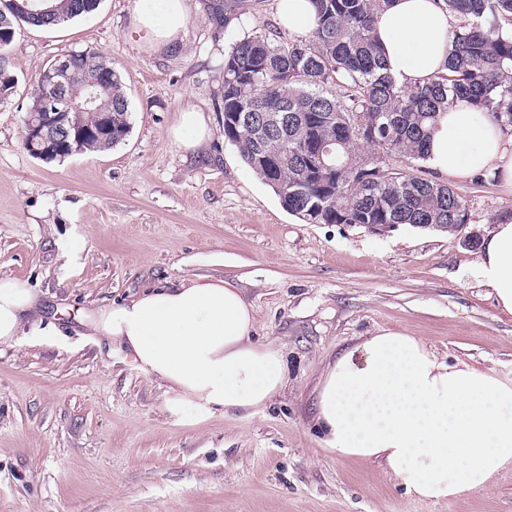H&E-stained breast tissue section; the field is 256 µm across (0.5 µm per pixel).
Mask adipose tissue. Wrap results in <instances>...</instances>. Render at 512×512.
<instances>
[{
  "mask_svg": "<svg viewBox=\"0 0 512 512\" xmlns=\"http://www.w3.org/2000/svg\"><path fill=\"white\" fill-rule=\"evenodd\" d=\"M280 24L296 37L315 27L312 0H276ZM189 16L186 0H164L162 16L138 9L134 30L174 45ZM452 19L439 0H391L376 28L386 67L400 84L423 85L446 71ZM426 163L453 177L482 174L512 188V129L467 103L440 113ZM477 267L499 311L512 315V213L483 239ZM93 333L156 380L170 408L190 403L253 413L281 394L283 350L251 338L254 311L231 281L198 276L158 285L89 316ZM39 326L27 283L0 277V345L22 337L52 342ZM325 448L378 463L406 495L448 500L491 486L512 468V382L489 370L451 364L422 338L394 331L365 337L331 362L316 393Z\"/></svg>",
  "mask_w": 512,
  "mask_h": 512,
  "instance_id": "adipose-tissue-1",
  "label": "adipose tissue"
}]
</instances>
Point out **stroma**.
<instances>
[{"instance_id":"obj_1","label":"stroma","mask_w":512,"mask_h":512,"mask_svg":"<svg viewBox=\"0 0 512 512\" xmlns=\"http://www.w3.org/2000/svg\"><path fill=\"white\" fill-rule=\"evenodd\" d=\"M101 0L49 28L21 26L18 79L0 100V276L28 283L60 341L0 346V512H512V469L490 489L430 503L381 467L323 448L316 387L326 366L383 330L419 336L449 362L512 381V316L482 286L475 250L432 229L379 236L308 224L224 139V54L260 27L286 36L275 0H243L229 25L189 0L174 47L133 34L145 2ZM95 50L126 87L131 129L117 146L44 162L23 145L30 92L61 54ZM203 113L209 136L170 135ZM485 234L512 188L441 175ZM196 275L235 283L254 341L276 340L288 380L255 414L171 411L159 384L79 320L145 288ZM173 138L188 149L196 148L209 135L208 127L201 112L181 113L180 121L172 130Z\"/></svg>"}]
</instances>
